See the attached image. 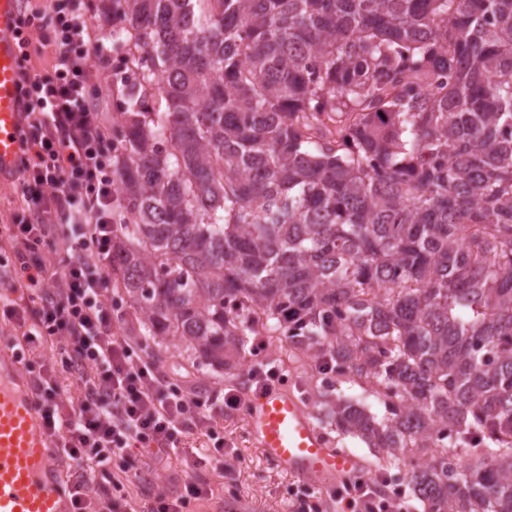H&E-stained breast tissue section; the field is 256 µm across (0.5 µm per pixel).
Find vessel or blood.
Listing matches in <instances>:
<instances>
[{
  "label": "vessel or blood",
  "instance_id": "b4317fda",
  "mask_svg": "<svg viewBox=\"0 0 512 512\" xmlns=\"http://www.w3.org/2000/svg\"><path fill=\"white\" fill-rule=\"evenodd\" d=\"M19 11V0H0L2 179L14 174L20 155ZM246 423L262 455L294 476L337 486L364 475L363 461L329 443L293 394L257 393ZM57 446L28 378L13 353L0 349V512H71Z\"/></svg>",
  "mask_w": 512,
  "mask_h": 512
}]
</instances>
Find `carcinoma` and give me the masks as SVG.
<instances>
[{
  "label": "carcinoma",
  "instance_id": "cac0c4a2",
  "mask_svg": "<svg viewBox=\"0 0 512 512\" xmlns=\"http://www.w3.org/2000/svg\"><path fill=\"white\" fill-rule=\"evenodd\" d=\"M134 52L112 287L232 369L371 380L342 430L424 512H512V0H108ZM461 449L463 467L448 462Z\"/></svg>",
  "mask_w": 512,
  "mask_h": 512
}]
</instances>
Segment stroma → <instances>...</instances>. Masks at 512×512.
Listing matches in <instances>:
<instances>
[{"instance_id":"stroma-1","label":"stroma","mask_w":512,"mask_h":512,"mask_svg":"<svg viewBox=\"0 0 512 512\" xmlns=\"http://www.w3.org/2000/svg\"><path fill=\"white\" fill-rule=\"evenodd\" d=\"M250 342L251 349L231 375L198 366L186 354L171 347L158 346L154 354L165 375L208 393L244 389L251 365L265 362L276 365L284 376L283 391L301 401L327 440L362 458L367 465L366 476L384 478L387 490L400 491L409 512H422L421 503L407 484L409 462L398 461L379 467L366 444L359 438L342 434L326 414L325 400L340 396L362 401L370 412L384 415L385 409L374 394V382L352 381L314 370L308 357L294 350L282 335L254 336ZM219 426L225 439L234 444L233 452L225 455L220 466L211 458V443L200 433L181 436L177 448L152 471L143 468L149 460L147 449L130 448V456L141 467L139 474L128 475L125 480L136 512H147L158 492L179 493L189 473L206 480L213 491L212 496L191 502L192 512H291L290 503L303 485L318 496L321 512H341L340 505L330 496L329 487L316 480L302 481L275 467L260 454L248 432L244 414L225 415Z\"/></svg>"}]
</instances>
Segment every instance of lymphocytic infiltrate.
<instances>
[{
  "mask_svg": "<svg viewBox=\"0 0 512 512\" xmlns=\"http://www.w3.org/2000/svg\"><path fill=\"white\" fill-rule=\"evenodd\" d=\"M32 44L30 29L42 31ZM21 154L18 177L29 218L0 226L13 270L27 295L0 306L14 333L7 346L30 372L51 434L70 475L73 512H131L123 481L132 468L129 448L153 449L163 458L184 433H203L216 463L224 461L217 420L241 410L258 392L275 388L278 368H253L246 390L215 397L187 390L140 355L123 317L112 312V226L118 221L112 185L116 147L109 121L88 104L92 64L112 56V42L95 36L85 0H26L20 10ZM49 57L38 72L32 54ZM57 343L51 363L33 365L34 346ZM79 389L64 398L62 379ZM336 498L350 512H404L400 500L376 492L363 478Z\"/></svg>",
  "mask_w": 512,
  "mask_h": 512,
  "instance_id": "lymphocytic-infiltrate-1",
  "label": "lymphocytic infiltrate"
}]
</instances>
